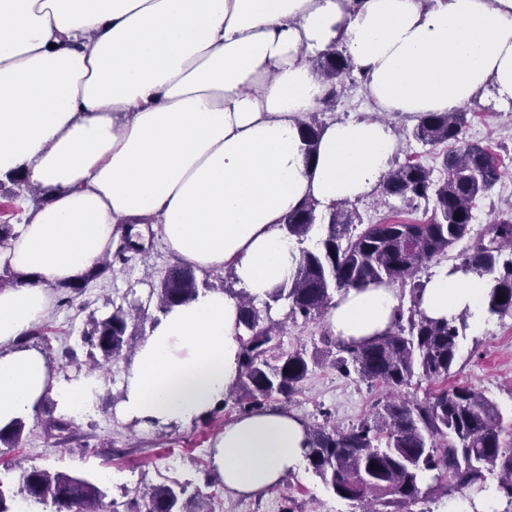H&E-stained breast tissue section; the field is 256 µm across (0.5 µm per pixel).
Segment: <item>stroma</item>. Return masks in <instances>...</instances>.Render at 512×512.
Wrapping results in <instances>:
<instances>
[{"label": "stroma", "mask_w": 512, "mask_h": 512, "mask_svg": "<svg viewBox=\"0 0 512 512\" xmlns=\"http://www.w3.org/2000/svg\"><path fill=\"white\" fill-rule=\"evenodd\" d=\"M363 82L346 84L334 111L322 114V122L358 118L375 112ZM468 124L465 139L499 151L512 169V108L497 104L489 93L479 94L466 106ZM361 216L349 228L357 235L363 226L384 219L420 221L426 204L404 206L396 198L373 192L355 202ZM144 248L132 254L128 263L116 264L108 279L88 288L68 307L51 306L44 319L46 339H32L60 376L74 377L75 366L66 364L65 348L80 349L81 334L90 317H103L113 306L146 301L153 284L177 259L166 248L157 230L138 224ZM321 319L286 321L277 343L280 350L296 348L323 351ZM129 354H121L98 371L101 393L96 407L73 419L69 439L48 436L45 414L26 423L18 447L7 457L26 468L69 471L96 475L109 472L103 489L108 499L124 501L143 488L180 483L204 487L209 469V450L225 423L239 415L234 396L225 397L210 414L186 427L143 429L120 420L114 410L121 390ZM449 385H466L496 400L504 412L512 411V315L487 318L481 332L465 331L459 357L448 378ZM386 396L384 390L369 386L357 376H342L323 361L302 382L290 399H277V406L298 415L307 425L327 424L342 429L374 411ZM220 502L213 512H360L357 503L329 491L311 471L287 475L283 481L251 497H237L216 483Z\"/></svg>", "instance_id": "1"}]
</instances>
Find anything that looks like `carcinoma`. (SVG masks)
Masks as SVG:
<instances>
[{
	"instance_id": "1",
	"label": "carcinoma",
	"mask_w": 512,
	"mask_h": 512,
	"mask_svg": "<svg viewBox=\"0 0 512 512\" xmlns=\"http://www.w3.org/2000/svg\"><path fill=\"white\" fill-rule=\"evenodd\" d=\"M313 67L328 89L323 108L336 106L345 82L357 81L343 51L332 48L313 59ZM467 112H429L413 126L411 136L423 146L460 143L462 147L443 157V173L408 159L388 170L381 193L408 205L418 200L432 204L431 216L421 223L392 219L370 224L357 236L348 227L358 219L346 203L325 208L305 201L288 212L282 229L299 253L294 279L275 288L258 307L240 294L242 377L240 401L259 410L279 396L287 399L312 368L320 365L304 348L270 355L282 322L271 316L275 307L286 309L285 318L305 321L325 316L334 295L351 288L399 284L410 286L412 305L399 310L392 327L362 345L338 342L326 332L322 342L332 353V365L344 376L356 374L371 384L392 389L408 386L414 378L433 384L421 400H388L376 413L348 430L332 426L308 428L304 461L307 469L339 498L365 505L363 512H390L434 495L454 493L471 500V491L487 490L488 476H496L495 490L512 512V421L504 423L498 403L468 386L448 387L447 380L458 355V340L468 327L466 315L436 321L420 310L423 270L439 262L448 250L470 232L473 208L499 181L511 175L488 146L464 141ZM321 123L317 117L304 124L306 155L316 150ZM460 218H455V214ZM143 246L125 233L115 252L91 267L80 279L53 286L58 304L69 306L91 283L113 271V262L127 260ZM512 221L501 220L457 257L452 271L486 276L491 288L486 313L512 314ZM210 274L198 279L194 269L181 262L165 272L151 294L157 310L194 297L201 289H213ZM502 295V302L497 296ZM142 304L113 306L103 318L93 317L81 340L95 365L109 362L132 348L143 336ZM24 422L0 429V453L15 448ZM375 467H370V464ZM206 496L188 487L157 486L135 493L122 503H105L101 481L77 474L23 469L14 474L10 464H0V512H15L18 503L45 512H200Z\"/></svg>"
}]
</instances>
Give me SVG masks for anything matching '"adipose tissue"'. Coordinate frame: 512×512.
Here are the masks:
<instances>
[{"label":"adipose tissue","mask_w":512,"mask_h":512,"mask_svg":"<svg viewBox=\"0 0 512 512\" xmlns=\"http://www.w3.org/2000/svg\"><path fill=\"white\" fill-rule=\"evenodd\" d=\"M344 52L379 113L304 123L326 87L311 61ZM512 101V0H0V177L50 194L0 249L32 283L0 289V428L46 397L90 411L95 375L60 377L17 339L47 314L51 286L97 263L115 227L150 222L196 273L232 266L262 301L291 283L299 253L281 229L301 202L376 191L397 150L389 114L450 112L486 89ZM488 278L440 269L421 294L432 319L485 327ZM394 286L349 289L326 315L360 345L394 323ZM239 299L219 289L156 316L116 406L125 422L186 427L241 378ZM307 426L279 407L237 417L212 444L224 489L254 495L297 472Z\"/></svg>","instance_id":"adipose-tissue-1"}]
</instances>
